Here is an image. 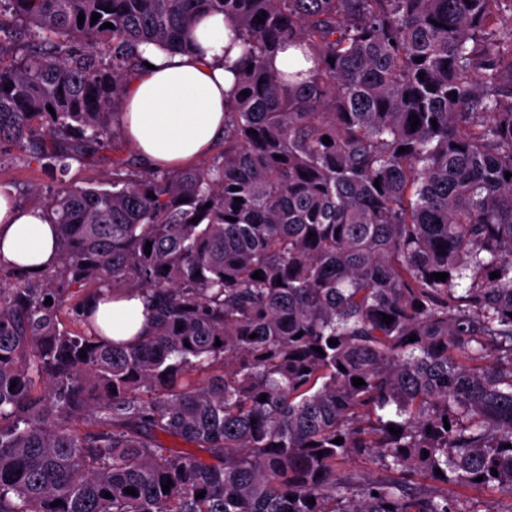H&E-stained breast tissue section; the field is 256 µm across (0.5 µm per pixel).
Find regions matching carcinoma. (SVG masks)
Instances as JSON below:
<instances>
[{
	"mask_svg": "<svg viewBox=\"0 0 512 512\" xmlns=\"http://www.w3.org/2000/svg\"><path fill=\"white\" fill-rule=\"evenodd\" d=\"M0 2V157L61 177L119 142L142 44L187 50L214 11L242 47L217 160L35 194L60 262L0 263V512L512 492V0ZM285 47L311 67L270 69ZM104 289L145 295L137 343L90 331Z\"/></svg>",
	"mask_w": 512,
	"mask_h": 512,
	"instance_id": "cac0c4a2",
	"label": "carcinoma"
}]
</instances>
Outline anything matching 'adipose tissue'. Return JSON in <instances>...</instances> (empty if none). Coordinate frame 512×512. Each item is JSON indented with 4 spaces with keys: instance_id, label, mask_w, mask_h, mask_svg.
Instances as JSON below:
<instances>
[{
    "instance_id": "adipose-tissue-1",
    "label": "adipose tissue",
    "mask_w": 512,
    "mask_h": 512,
    "mask_svg": "<svg viewBox=\"0 0 512 512\" xmlns=\"http://www.w3.org/2000/svg\"><path fill=\"white\" fill-rule=\"evenodd\" d=\"M230 35L223 13L205 12L190 33V50L143 46L146 66L127 83L120 124L147 167L184 169L223 136L224 103L234 85L227 65L241 54ZM0 259L29 271L59 260L56 228L45 210L20 204L2 187ZM88 311L102 335L116 341L144 335L150 322L144 300L135 292L91 304Z\"/></svg>"
}]
</instances>
